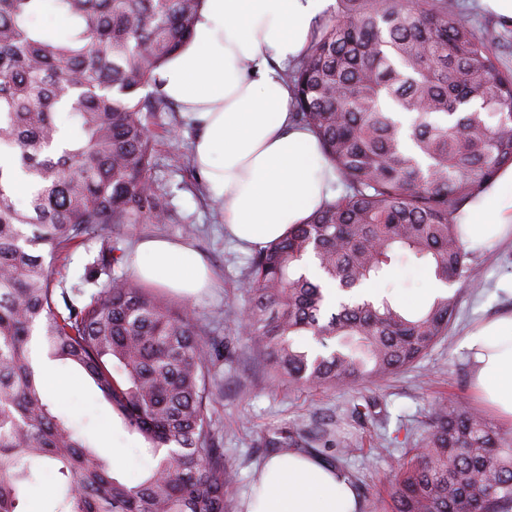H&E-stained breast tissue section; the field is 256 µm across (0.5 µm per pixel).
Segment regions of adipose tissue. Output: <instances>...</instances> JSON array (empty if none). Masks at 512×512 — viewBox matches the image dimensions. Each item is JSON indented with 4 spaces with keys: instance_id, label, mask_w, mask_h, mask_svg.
Returning a JSON list of instances; mask_svg holds the SVG:
<instances>
[{
    "instance_id": "1",
    "label": "adipose tissue",
    "mask_w": 512,
    "mask_h": 512,
    "mask_svg": "<svg viewBox=\"0 0 512 512\" xmlns=\"http://www.w3.org/2000/svg\"><path fill=\"white\" fill-rule=\"evenodd\" d=\"M333 0H206L191 41L156 73V87L197 129L193 161L245 247L285 236L334 196L336 173L316 137L296 124L289 64L312 45ZM456 222L470 248L512 238V167L484 186ZM137 275L186 296L213 287L193 251L165 240L138 248ZM472 381L498 419L512 425V313L467 335ZM245 512H357L352 482L317 455L267 460Z\"/></svg>"
}]
</instances>
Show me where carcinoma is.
Returning <instances> with one entry per match:
<instances>
[{
  "mask_svg": "<svg viewBox=\"0 0 512 512\" xmlns=\"http://www.w3.org/2000/svg\"><path fill=\"white\" fill-rule=\"evenodd\" d=\"M202 3L53 0L70 26L51 33L33 24L45 0H0V146L29 182L21 209L0 165V512H20L42 464L55 470L52 512H229L235 473L207 417L217 345L129 273L77 305L45 262L169 218L148 127L166 101L140 91L189 41ZM507 39L465 23L458 0H337L287 70L295 120L343 192L251 259L244 330L272 378L343 389L413 365L448 336L457 294L415 311L389 289L356 290L407 261L447 286L477 284L455 216L512 166V72L492 53ZM115 250L102 248L83 282L120 263ZM309 258L352 300L329 302L303 271ZM38 343L84 370L143 439L154 464L138 483L116 477L47 399ZM322 439L296 427L268 444ZM419 448L404 449L390 512H512V439L482 414L434 405Z\"/></svg>",
  "mask_w": 512,
  "mask_h": 512,
  "instance_id": "carcinoma-1",
  "label": "carcinoma"
}]
</instances>
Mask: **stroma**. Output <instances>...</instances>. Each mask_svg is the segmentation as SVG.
I'll use <instances>...</instances> for the list:
<instances>
[{"instance_id":"35a3bbf8","label":"stroma","mask_w":512,"mask_h":512,"mask_svg":"<svg viewBox=\"0 0 512 512\" xmlns=\"http://www.w3.org/2000/svg\"><path fill=\"white\" fill-rule=\"evenodd\" d=\"M149 129L155 140L150 174L168 195L171 217L163 224L122 227L121 268L131 270L141 240L162 238L194 251L215 274V288L195 298L182 297L158 283L150 284L149 289L171 306L188 307L208 337L229 344L228 353L213 368L215 386L208 417L236 472V481L227 493L232 512H239L257 468L273 454L266 446L268 437L299 424L317 425L353 441L354 451L336 459V467L349 475L359 494L384 497L403 443L420 440L435 403L482 406L463 341L474 323L502 312L512 313V240L474 252L480 287L459 290L448 338L413 366L340 390L276 382L252 352L250 338L241 327L242 311L248 304L241 285L249 274L253 252L240 250L224 234L223 215L192 164L193 122L171 102L153 113ZM388 282L394 301L415 309L428 302L434 277L428 267L406 263L395 268ZM38 366L42 373L69 380L64 393L50 390L47 398L66 411L82 436L114 456L117 477L138 481L152 463L142 439L122 427L85 374L43 356ZM365 402L372 407L373 420L353 419V406Z\"/></svg>"}]
</instances>
